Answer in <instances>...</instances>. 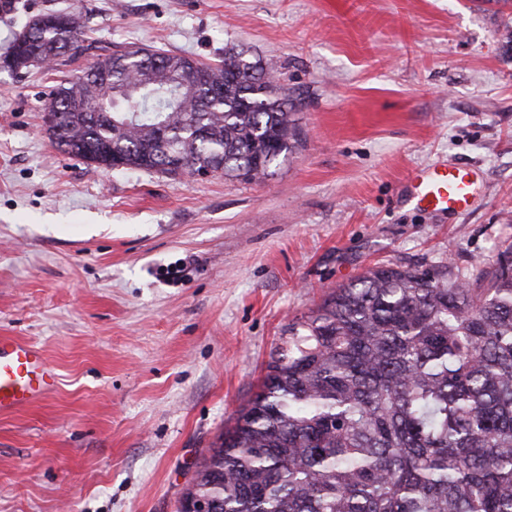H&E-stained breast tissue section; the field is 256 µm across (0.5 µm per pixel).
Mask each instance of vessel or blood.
<instances>
[{
  "mask_svg": "<svg viewBox=\"0 0 512 512\" xmlns=\"http://www.w3.org/2000/svg\"><path fill=\"white\" fill-rule=\"evenodd\" d=\"M409 183L416 205L436 212L465 210L473 195L472 174L461 166L434 163L413 171ZM57 386L58 374L38 346L0 336V414L44 399Z\"/></svg>",
  "mask_w": 512,
  "mask_h": 512,
  "instance_id": "1",
  "label": "vessel or blood"
}]
</instances>
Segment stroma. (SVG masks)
<instances>
[{
  "mask_svg": "<svg viewBox=\"0 0 512 512\" xmlns=\"http://www.w3.org/2000/svg\"><path fill=\"white\" fill-rule=\"evenodd\" d=\"M79 10L85 49L0 65V336L40 346L56 392L0 415V512H177L291 320L380 264L466 270L512 246V7L499 0H12ZM140 45L272 64L302 144L273 176L102 171L55 149L44 93ZM466 163L435 213L413 169ZM409 183L411 199L424 209L458 212L470 206L473 180L464 167L433 163L413 171Z\"/></svg>",
  "mask_w": 512,
  "mask_h": 512,
  "instance_id": "35a3bbf8",
  "label": "stroma"
}]
</instances>
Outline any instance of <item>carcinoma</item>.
<instances>
[{"label": "carcinoma", "instance_id": "obj_1", "mask_svg": "<svg viewBox=\"0 0 512 512\" xmlns=\"http://www.w3.org/2000/svg\"><path fill=\"white\" fill-rule=\"evenodd\" d=\"M84 27L77 11L38 14L0 61L76 55ZM72 99L89 112L67 111ZM43 110L60 152L175 178H266L301 141L296 104L234 48L216 64L145 46L99 55ZM286 333L184 495L212 512H512L511 249L470 272L372 267Z\"/></svg>", "mask_w": 512, "mask_h": 512}]
</instances>
